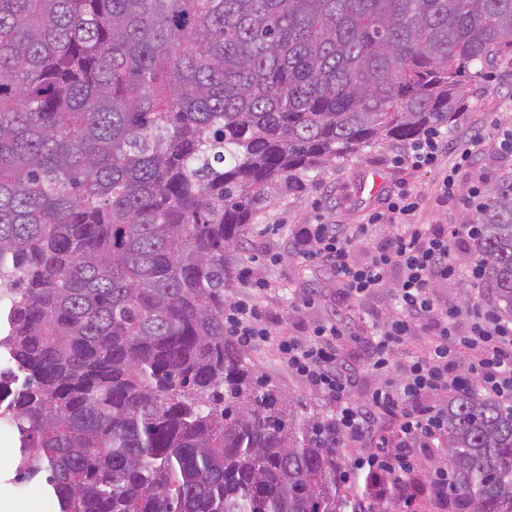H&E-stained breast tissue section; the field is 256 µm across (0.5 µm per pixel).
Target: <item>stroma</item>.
<instances>
[{
	"mask_svg": "<svg viewBox=\"0 0 512 512\" xmlns=\"http://www.w3.org/2000/svg\"><path fill=\"white\" fill-rule=\"evenodd\" d=\"M512 124V60L502 59L491 67L489 75L471 80L466 87L464 108L447 130L448 144L464 147L473 127H480L486 139H493L497 126ZM406 145L392 142L366 148L356 157L322 170L305 181L301 188L282 190L274 207L258 214L255 229L248 240H255L257 226L280 225L273 244L282 254L279 265H260V272L273 286L270 310L282 317V330L294 336L304 335L309 322L331 315L336 310L337 284L330 271L315 263L294 257L291 241L304 224H362L371 214L381 210L385 200L399 183H407L420 198L419 218L428 224H459L464 213L452 200L435 192L441 172L437 169L395 167L392 159L406 152ZM315 300L313 309L301 310L303 298ZM395 305L390 290H383L366 302H354L345 308L356 339L346 340V356L361 355L363 342L370 336L373 314H387ZM251 365L275 385L294 406L303 407L307 416L324 419L328 402L306 389L289 375L273 345L247 351ZM15 435L0 436V512H28V503L41 502L45 492L38 482H18L9 456Z\"/></svg>",
	"mask_w": 512,
	"mask_h": 512,
	"instance_id": "1",
	"label": "stroma"
}]
</instances>
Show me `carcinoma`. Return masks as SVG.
<instances>
[{
    "mask_svg": "<svg viewBox=\"0 0 512 512\" xmlns=\"http://www.w3.org/2000/svg\"><path fill=\"white\" fill-rule=\"evenodd\" d=\"M512 0H0V351L56 512H395L224 335L282 187L451 124ZM468 221L512 317V177ZM448 512H512V405L448 401Z\"/></svg>",
    "mask_w": 512,
    "mask_h": 512,
    "instance_id": "1",
    "label": "carcinoma"
}]
</instances>
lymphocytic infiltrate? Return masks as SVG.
Listing matches in <instances>:
<instances>
[{
	"instance_id": "obj_1",
	"label": "lymphocytic infiltrate",
	"mask_w": 512,
	"mask_h": 512,
	"mask_svg": "<svg viewBox=\"0 0 512 512\" xmlns=\"http://www.w3.org/2000/svg\"><path fill=\"white\" fill-rule=\"evenodd\" d=\"M483 143L482 132L474 131L437 187L441 198L462 197L476 212L485 204L483 183L461 188L457 174L476 164ZM418 208L416 195L401 187L367 223L306 224L293 238L297 258L331 271L340 298L364 301L389 288L398 299L393 313L371 323L368 365L378 382L364 398L353 394L358 363L340 351L349 333L341 314L312 321L302 337L275 335L278 318L260 305L271 285L249 265L236 274L247 295L224 303L225 335L247 348L275 343L289 374L329 403L322 435L342 445L367 443L348 470L376 477L384 494L395 493L396 479L416 470V450L436 451L445 434L449 397L476 392L512 404V320L441 294L462 280L473 292L482 291L480 264L463 268L453 257L472 245L480 228L424 224L416 218ZM363 243L370 244L369 254L356 258L355 248ZM383 418L392 420L391 431L379 429Z\"/></svg>"
}]
</instances>
